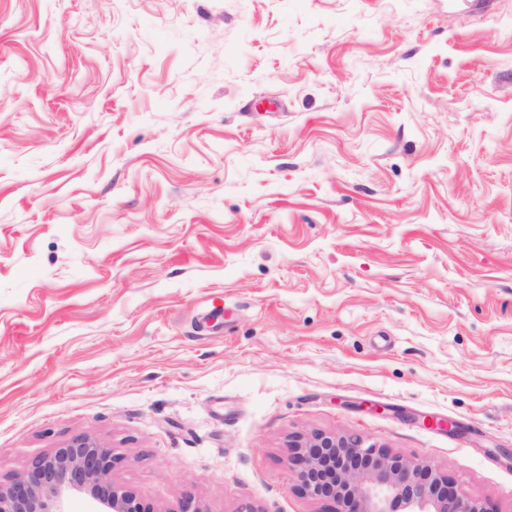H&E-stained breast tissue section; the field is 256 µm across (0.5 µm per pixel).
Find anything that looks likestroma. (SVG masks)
Returning a JSON list of instances; mask_svg holds the SVG:
<instances>
[{
	"mask_svg": "<svg viewBox=\"0 0 512 512\" xmlns=\"http://www.w3.org/2000/svg\"><path fill=\"white\" fill-rule=\"evenodd\" d=\"M317 433L512 512V0H0V481L336 512ZM113 456L88 436H77L32 461L20 477L0 481V512H70L75 497L92 500L97 512H155L112 477Z\"/></svg>",
	"mask_w": 512,
	"mask_h": 512,
	"instance_id": "1",
	"label": "stroma"
}]
</instances>
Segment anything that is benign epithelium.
Listing matches in <instances>:
<instances>
[{"mask_svg":"<svg viewBox=\"0 0 512 512\" xmlns=\"http://www.w3.org/2000/svg\"><path fill=\"white\" fill-rule=\"evenodd\" d=\"M297 489L338 501L347 512H488L463 496L448 475L416 464L355 435L318 433L292 444ZM112 450L77 436L32 461L20 477L0 482V512H68L75 497L97 512H154L112 477Z\"/></svg>","mask_w":512,"mask_h":512,"instance_id":"1","label":"benign epithelium"}]
</instances>
